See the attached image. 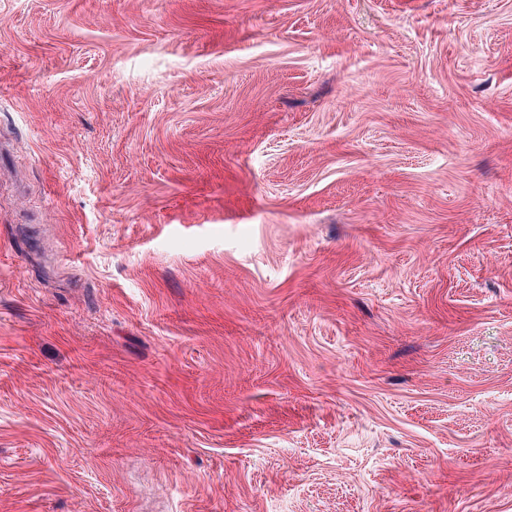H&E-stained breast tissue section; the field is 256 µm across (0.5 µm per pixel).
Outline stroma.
<instances>
[{"mask_svg": "<svg viewBox=\"0 0 512 512\" xmlns=\"http://www.w3.org/2000/svg\"><path fill=\"white\" fill-rule=\"evenodd\" d=\"M0 512H512V0H0Z\"/></svg>", "mask_w": 512, "mask_h": 512, "instance_id": "obj_1", "label": "stroma"}]
</instances>
